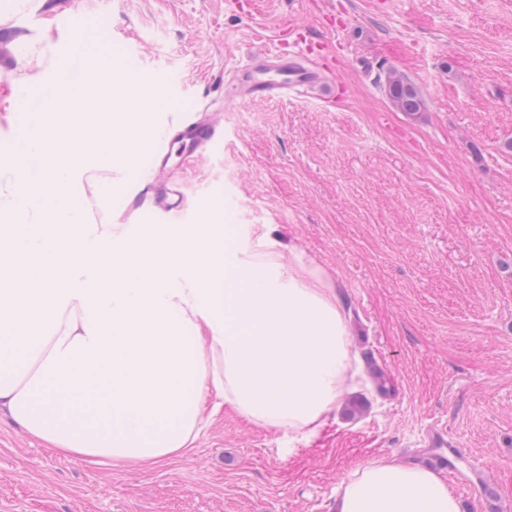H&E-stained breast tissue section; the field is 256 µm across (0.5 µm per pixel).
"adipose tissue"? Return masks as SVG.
<instances>
[{
	"mask_svg": "<svg viewBox=\"0 0 512 512\" xmlns=\"http://www.w3.org/2000/svg\"><path fill=\"white\" fill-rule=\"evenodd\" d=\"M75 54L28 105L0 198V409L47 450L160 462L191 448L207 405L317 437L364 374L343 303L268 225L91 224L88 169H132L164 102L143 74ZM336 512H460L428 466L381 458L342 481Z\"/></svg>",
	"mask_w": 512,
	"mask_h": 512,
	"instance_id": "obj_1",
	"label": "adipose tissue"
}]
</instances>
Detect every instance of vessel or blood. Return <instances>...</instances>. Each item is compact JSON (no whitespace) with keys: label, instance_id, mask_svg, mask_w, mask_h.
<instances>
[{"label":"vessel or blood","instance_id":"obj_1","mask_svg":"<svg viewBox=\"0 0 512 512\" xmlns=\"http://www.w3.org/2000/svg\"><path fill=\"white\" fill-rule=\"evenodd\" d=\"M319 49L307 38L297 37L282 40L275 51L253 53L241 79L231 84L229 93L243 101L261 100L295 92L306 95L324 92L327 88V65L317 59ZM221 139L218 124L203 120L185 121L170 127L166 133V144L153 157V167L165 169L173 147L187 141L200 150L216 147ZM157 208L165 213L185 209L186 202L176 183L160 186Z\"/></svg>","mask_w":512,"mask_h":512}]
</instances>
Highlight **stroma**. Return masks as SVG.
I'll list each match as a JSON object with an SVG mask.
<instances>
[{
    "instance_id": "stroma-1",
    "label": "stroma",
    "mask_w": 512,
    "mask_h": 512,
    "mask_svg": "<svg viewBox=\"0 0 512 512\" xmlns=\"http://www.w3.org/2000/svg\"><path fill=\"white\" fill-rule=\"evenodd\" d=\"M290 27L320 36L328 99L229 100L231 70ZM2 29L19 55L0 73V141L28 128L13 87L55 77L88 30L102 68L160 87V128L191 107L224 128L180 172L185 211L126 210L153 178L155 135L134 171L112 170L124 192L76 194L89 221L195 224L221 204L272 225L337 289L381 380L310 441L222 407L156 464L52 453L0 410V512H333L358 466L426 463L434 424L458 450L442 475L462 512H512V0H0ZM393 70L419 89V115L391 104Z\"/></svg>"
}]
</instances>
